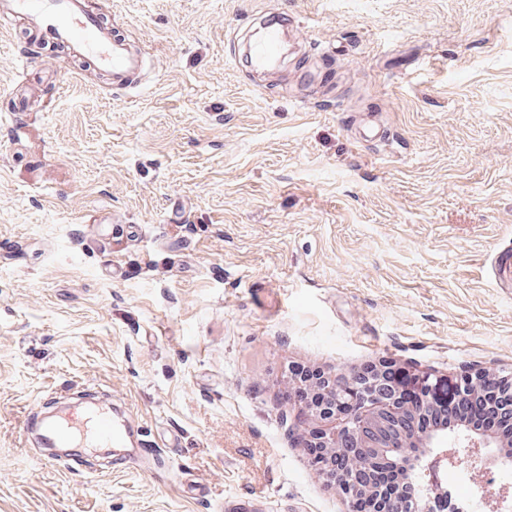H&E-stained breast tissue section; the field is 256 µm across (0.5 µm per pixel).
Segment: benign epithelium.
I'll return each instance as SVG.
<instances>
[{
    "mask_svg": "<svg viewBox=\"0 0 512 512\" xmlns=\"http://www.w3.org/2000/svg\"><path fill=\"white\" fill-rule=\"evenodd\" d=\"M451 382L464 403L484 401L483 388L492 381L490 373H462L455 377L437 378ZM341 398H332L336 377L326 376L315 382L300 383V388L316 395L313 402L302 405L306 420L305 445L323 450L322 458L328 477L340 484L349 512H434L433 507L414 493L399 502L383 486L365 481V474L378 462L387 448L407 445L411 448H438L442 435L422 431L410 424L402 413L396 396H384L379 384L389 380L387 372L376 369L344 377ZM493 407L512 416V377L494 383ZM468 446L474 449L473 478L478 480L493 469L512 462V449L504 450L490 432L466 434ZM405 483L414 486L420 477L406 456L396 457Z\"/></svg>",
    "mask_w": 512,
    "mask_h": 512,
    "instance_id": "obj_1",
    "label": "benign epithelium"
}]
</instances>
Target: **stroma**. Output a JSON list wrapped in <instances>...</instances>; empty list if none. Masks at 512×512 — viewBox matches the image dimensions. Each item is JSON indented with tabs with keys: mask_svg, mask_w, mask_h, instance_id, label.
Returning <instances> with one entry per match:
<instances>
[{
	"mask_svg": "<svg viewBox=\"0 0 512 512\" xmlns=\"http://www.w3.org/2000/svg\"><path fill=\"white\" fill-rule=\"evenodd\" d=\"M88 5L143 55L125 90L0 25V512H345L294 366L512 371V0ZM276 11L290 53L246 72ZM86 389L153 460L34 445L37 401Z\"/></svg>",
	"mask_w": 512,
	"mask_h": 512,
	"instance_id": "35a3bbf8",
	"label": "stroma"
}]
</instances>
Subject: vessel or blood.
<instances>
[{
  "mask_svg": "<svg viewBox=\"0 0 512 512\" xmlns=\"http://www.w3.org/2000/svg\"><path fill=\"white\" fill-rule=\"evenodd\" d=\"M17 16L50 30L58 42L88 59L95 68L111 73L114 88H127L129 78L143 68L142 57L114 39L98 18L85 10L82 0H0L1 21ZM279 43L278 26L266 28L263 37L247 46L250 66L270 67ZM24 426L40 428L41 444L48 448H121L127 450L133 465L148 453L143 440L132 435L129 420L115 419L111 408L99 405L90 407L80 421L63 409L45 424L31 413Z\"/></svg>",
  "mask_w": 512,
  "mask_h": 512,
  "instance_id": "1",
  "label": "vessel or blood"
}]
</instances>
